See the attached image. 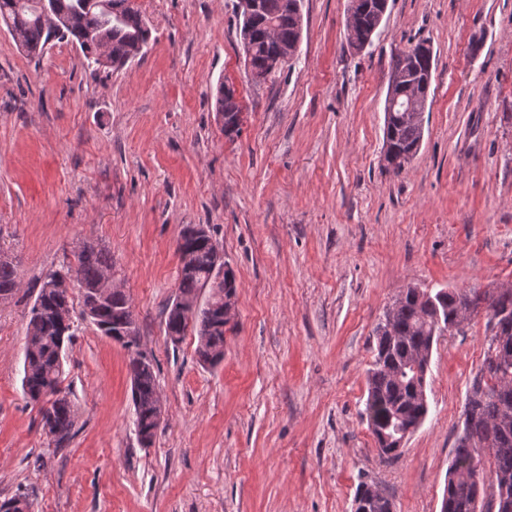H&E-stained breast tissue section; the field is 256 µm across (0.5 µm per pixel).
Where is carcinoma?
I'll return each mask as SVG.
<instances>
[{
	"mask_svg": "<svg viewBox=\"0 0 512 512\" xmlns=\"http://www.w3.org/2000/svg\"><path fill=\"white\" fill-rule=\"evenodd\" d=\"M260 22L243 43L252 65L274 78L281 69L269 61L293 49L301 40V0H261ZM52 16L44 15L42 0H0V25L6 27L18 48L31 58L43 57L54 41L77 42L85 71L92 80L100 73L118 69L136 58L138 46H147L150 32L131 0H48ZM372 14L360 8L346 39L358 51L372 42ZM396 111L385 120L384 138L396 155L419 151L423 140L422 120L403 112L407 96L420 103L429 88L412 77L404 87ZM217 111L235 118L241 108L233 91L221 87ZM210 230L202 225L183 228L177 239L180 258L190 257V270L180 272L177 294L165 307V332L172 344L179 343L189 324L197 330L200 360L216 365L224 359V307L206 300L198 302L201 290L209 288L231 298L236 292L234 275L222 283L213 274L214 254ZM112 270L108 251L93 242L82 243L74 262L47 276L30 310L23 363L22 388L33 402L53 395L50 407L41 409L42 427L57 448L65 447L74 427V410L61 394L63 361L73 329H65L60 309L72 305L70 298L50 284L76 276L82 314L108 338L136 323L129 297L113 288L100 298L95 290ZM18 272L10 257L0 255V300L19 288ZM485 312L482 363L468 391L460 432L441 501L440 512H491L494 502L512 499V289L497 294L468 290L403 289L383 313L374 329L376 354L367 375L366 419L380 455L398 456L383 446L386 437H398L424 422L429 406L426 377L434 342L446 331H459L464 322ZM131 399L139 442L150 447L159 428V393L154 364H144L140 354L129 361ZM354 512H393L392 499L378 488H357ZM31 508L28 493L18 491L0 502V512H24Z\"/></svg>",
	"mask_w": 512,
	"mask_h": 512,
	"instance_id": "obj_1",
	"label": "carcinoma"
}]
</instances>
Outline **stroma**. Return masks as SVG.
Here are the masks:
<instances>
[{
    "instance_id": "stroma-1",
    "label": "stroma",
    "mask_w": 512,
    "mask_h": 512,
    "mask_svg": "<svg viewBox=\"0 0 512 512\" xmlns=\"http://www.w3.org/2000/svg\"><path fill=\"white\" fill-rule=\"evenodd\" d=\"M144 55L93 82L74 45L29 59L0 28V251L20 286L0 301V500L32 512H353L359 484L394 512H440L485 316L439 338L429 413L381 458L361 413L374 328L408 286L512 288V0H389L359 53L348 0H304L290 67L256 84L238 0H134ZM429 40L434 65L421 148L386 169L393 61ZM241 124L222 130L221 86ZM208 226L235 274L224 359L200 363L164 309L175 241ZM85 241L112 257L163 424L134 425L131 350L73 308L61 389L76 410L55 448L22 389L31 306Z\"/></svg>"
}]
</instances>
